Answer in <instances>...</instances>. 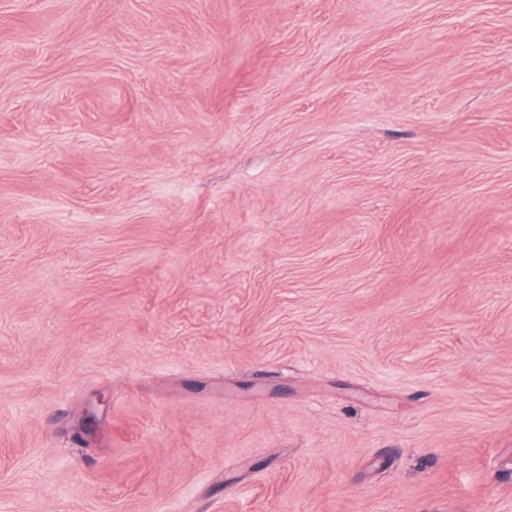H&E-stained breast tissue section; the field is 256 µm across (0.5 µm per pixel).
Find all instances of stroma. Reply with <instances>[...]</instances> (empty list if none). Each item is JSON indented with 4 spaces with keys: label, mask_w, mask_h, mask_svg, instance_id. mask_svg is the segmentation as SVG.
Here are the masks:
<instances>
[{
    "label": "stroma",
    "mask_w": 512,
    "mask_h": 512,
    "mask_svg": "<svg viewBox=\"0 0 512 512\" xmlns=\"http://www.w3.org/2000/svg\"><path fill=\"white\" fill-rule=\"evenodd\" d=\"M0 512H512V0H0Z\"/></svg>",
    "instance_id": "stroma-1"
}]
</instances>
